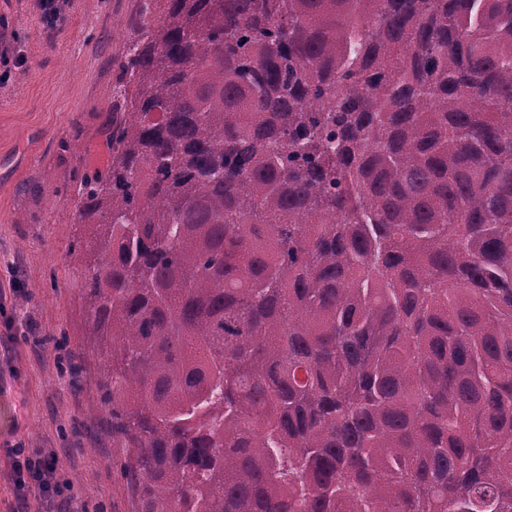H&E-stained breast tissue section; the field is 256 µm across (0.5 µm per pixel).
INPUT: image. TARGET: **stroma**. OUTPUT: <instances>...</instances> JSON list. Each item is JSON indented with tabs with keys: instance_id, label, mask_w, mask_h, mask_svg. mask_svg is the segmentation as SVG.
<instances>
[{
	"instance_id": "1",
	"label": "stroma",
	"mask_w": 512,
	"mask_h": 512,
	"mask_svg": "<svg viewBox=\"0 0 512 512\" xmlns=\"http://www.w3.org/2000/svg\"><path fill=\"white\" fill-rule=\"evenodd\" d=\"M39 0H0V49L21 65L0 81V512H47L19 492L16 449L56 454L71 512H138L99 403L102 341L87 320L72 254L74 176L104 167L117 63L142 0H67L46 30Z\"/></svg>"
}]
</instances>
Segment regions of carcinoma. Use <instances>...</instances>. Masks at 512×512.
<instances>
[{
    "instance_id": "1",
    "label": "carcinoma",
    "mask_w": 512,
    "mask_h": 512,
    "mask_svg": "<svg viewBox=\"0 0 512 512\" xmlns=\"http://www.w3.org/2000/svg\"><path fill=\"white\" fill-rule=\"evenodd\" d=\"M77 251L139 512H512V0H147Z\"/></svg>"
}]
</instances>
